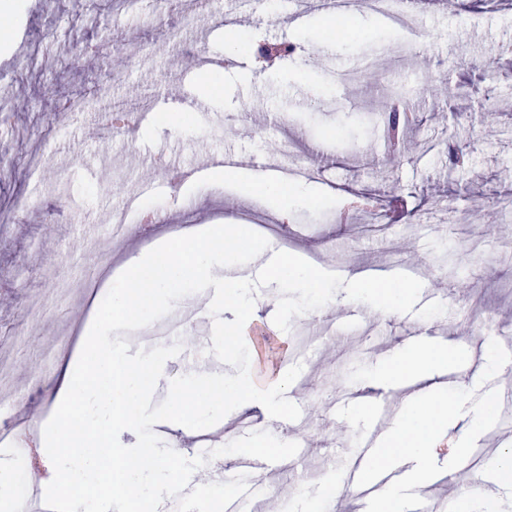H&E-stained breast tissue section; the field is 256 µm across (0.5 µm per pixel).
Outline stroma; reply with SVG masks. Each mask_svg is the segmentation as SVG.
I'll return each mask as SVG.
<instances>
[{
  "label": "stroma",
  "mask_w": 512,
  "mask_h": 512,
  "mask_svg": "<svg viewBox=\"0 0 512 512\" xmlns=\"http://www.w3.org/2000/svg\"><path fill=\"white\" fill-rule=\"evenodd\" d=\"M195 2L148 13L111 9L110 0H17L8 11L0 206L17 215L0 226V356L13 361L0 379V427L14 424L26 400L40 404L48 423L59 400L40 379L53 382L60 367L77 363L102 299L133 258L175 232L254 211L286 252L322 270L349 278L406 259L422 283L412 312L357 302L356 318L330 334L321 317L339 309L345 291L284 331L273 322L276 285L257 289L263 303L243 329L252 381L270 387L302 364L286 396L303 413L297 433L314 447L295 465L280 462L254 477L291 490L286 502L263 501L261 512H300L338 477L341 454L355 453L371 403L420 394L417 380L379 390L350 382L354 365L402 350L409 331L445 330L470 357L491 350L512 367V278L500 273L512 267V0H460L453 11L448 0H415L414 35L357 7L352 36L338 49L321 41L327 12L288 21L293 0H252L254 17L229 27L220 20L230 0L207 9ZM233 35L251 51L227 54ZM282 42L294 52L253 67L254 49ZM197 53L224 61L218 95L209 94L204 70L185 67L184 57ZM360 57L372 59L370 70L357 66ZM490 59L498 74L487 81L481 66ZM415 84L420 92L401 112V139L390 147L387 104ZM183 97L196 104L184 116L176 108ZM66 101L82 110L61 121ZM113 110L139 115L133 136L102 140V116ZM221 153L248 163L214 190L204 162ZM274 155L309 168V203L284 213L253 197L250 179ZM129 198L152 205L158 223L131 224L130 250L112 245L108 222ZM213 322H193L188 343L164 365L154 402L178 376L209 365L232 373L210 352ZM511 448L512 406L504 404L451 474L469 488L480 471H498ZM33 462L49 465L44 448L29 460L0 445V497L16 501L17 474Z\"/></svg>",
  "instance_id": "35a3bbf8"
}]
</instances>
